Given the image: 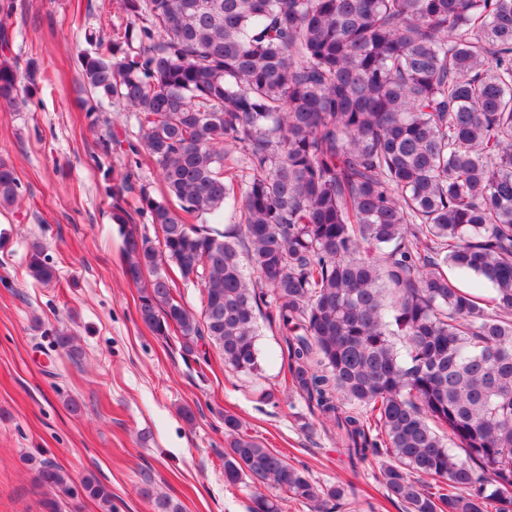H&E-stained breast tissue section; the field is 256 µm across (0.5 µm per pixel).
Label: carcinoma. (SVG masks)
I'll list each match as a JSON object with an SVG mask.
<instances>
[{"label": "carcinoma", "mask_w": 512, "mask_h": 512, "mask_svg": "<svg viewBox=\"0 0 512 512\" xmlns=\"http://www.w3.org/2000/svg\"><path fill=\"white\" fill-rule=\"evenodd\" d=\"M91 32L84 86L135 112L130 159L106 171L124 273L156 336L261 370L257 319L287 352L282 393L336 430L348 466L382 454L408 512H512V0H120ZM0 61V108L21 102ZM149 160L159 195L135 188ZM20 196L0 162V207ZM228 199L243 224L216 221ZM160 237L140 233L129 211ZM194 274L201 312L176 297ZM32 279L54 268L32 246ZM474 275L484 293L459 287ZM224 415V482L326 512L319 487ZM71 499L111 494L40 463Z\"/></svg>", "instance_id": "carcinoma-1"}]
</instances>
